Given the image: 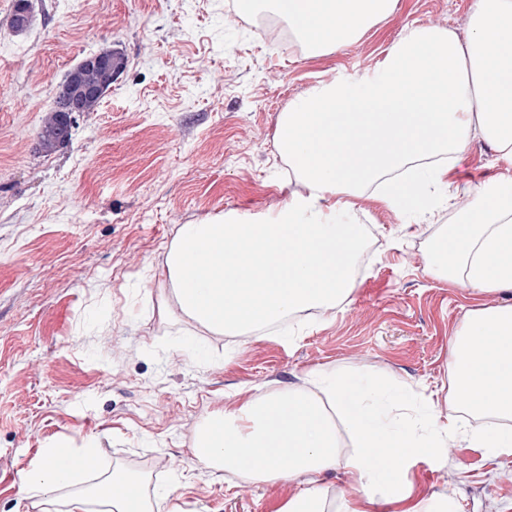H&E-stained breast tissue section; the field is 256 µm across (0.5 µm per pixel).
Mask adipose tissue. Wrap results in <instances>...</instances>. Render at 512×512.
I'll list each match as a JSON object with an SVG mask.
<instances>
[{
    "label": "adipose tissue",
    "instance_id": "1",
    "mask_svg": "<svg viewBox=\"0 0 512 512\" xmlns=\"http://www.w3.org/2000/svg\"><path fill=\"white\" fill-rule=\"evenodd\" d=\"M309 53H330L376 26L397 0H267ZM512 0H475L467 40L429 25L391 44L377 69L343 74L294 99L278 123L276 148L303 187L270 215L224 213L179 225L165 261L181 313L211 333L236 336L327 311L347 299L351 268L364 238L349 223L351 196L378 185V199L415 214L433 210L434 189L453 197L480 192L482 206L445 226L428 256L436 276L482 292L512 290ZM495 148L498 180L488 188L450 185L448 175L473 132ZM455 398L485 424L421 413L418 426L365 403L346 374H317L314 391L248 400L214 415L197 436L194 457L255 481L318 474L343 461L362 485L340 512H446L411 502L412 461L460 438L491 454L512 453V306L475 312L450 341ZM351 446L338 459L340 439ZM395 447L375 470L373 449ZM67 451L68 472L55 457ZM97 450L62 439L45 448L22 478L38 512H152L144 479L116 466L96 468ZM383 498H376L375 489Z\"/></svg>",
    "mask_w": 512,
    "mask_h": 512
}]
</instances>
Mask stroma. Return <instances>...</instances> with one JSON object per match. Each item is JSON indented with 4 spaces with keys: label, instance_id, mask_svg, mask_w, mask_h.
Here are the masks:
<instances>
[{
    "label": "stroma",
    "instance_id": "stroma-1",
    "mask_svg": "<svg viewBox=\"0 0 512 512\" xmlns=\"http://www.w3.org/2000/svg\"><path fill=\"white\" fill-rule=\"evenodd\" d=\"M12 25L0 0V512H37L17 477L59 439L97 448L102 468L148 478L160 512H279L307 477L255 482L196 465L214 413L347 373L380 391L462 414L449 341L475 310L512 304L427 268L428 247L473 199L408 217L368 192L350 220L375 249L332 313L237 338L179 311L164 276L181 224L272 213L301 186L275 148L279 118L311 87L373 71L410 27L466 38L474 0H398L333 53L310 55L272 12L239 0H30ZM109 48L123 57L96 111L44 152L42 119L66 74ZM492 145L473 136L451 179L494 182ZM414 499L512 512V456L457 439L416 463Z\"/></svg>",
    "mask_w": 512,
    "mask_h": 512
}]
</instances>
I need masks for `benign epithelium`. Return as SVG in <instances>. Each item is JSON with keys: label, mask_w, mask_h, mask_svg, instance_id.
Masks as SVG:
<instances>
[{"label": "benign epithelium", "mask_w": 512, "mask_h": 512, "mask_svg": "<svg viewBox=\"0 0 512 512\" xmlns=\"http://www.w3.org/2000/svg\"><path fill=\"white\" fill-rule=\"evenodd\" d=\"M114 54L99 51L83 59L73 73L58 89L53 111L60 113L63 122V136L69 138L75 122V115L84 109L83 100L89 97H104L107 89L81 79L80 72L84 68H95L104 71L112 70Z\"/></svg>", "instance_id": "benign-epithelium-1"}]
</instances>
